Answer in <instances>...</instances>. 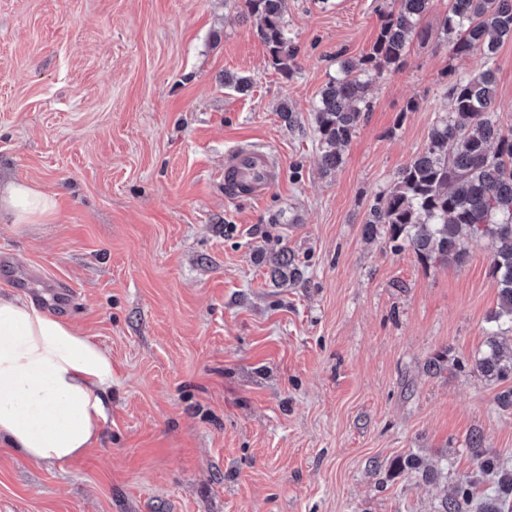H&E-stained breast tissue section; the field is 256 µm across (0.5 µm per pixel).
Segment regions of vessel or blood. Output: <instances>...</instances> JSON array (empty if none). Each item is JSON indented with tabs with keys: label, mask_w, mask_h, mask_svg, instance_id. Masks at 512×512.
Instances as JSON below:
<instances>
[{
	"label": "vessel or blood",
	"mask_w": 512,
	"mask_h": 512,
	"mask_svg": "<svg viewBox=\"0 0 512 512\" xmlns=\"http://www.w3.org/2000/svg\"><path fill=\"white\" fill-rule=\"evenodd\" d=\"M279 178L269 151L257 147H235L224 157V182L236 194L263 197Z\"/></svg>",
	"instance_id": "obj_1"
}]
</instances>
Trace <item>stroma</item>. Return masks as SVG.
I'll list each match as a JSON object with an SVG mask.
<instances>
[{"mask_svg":"<svg viewBox=\"0 0 512 512\" xmlns=\"http://www.w3.org/2000/svg\"><path fill=\"white\" fill-rule=\"evenodd\" d=\"M391 7L286 0L287 78L241 0H0V181L58 200L50 223H0V294L71 286L68 321L110 352L113 378L80 457L44 466L0 446V512H439L460 477L490 486L476 453L512 465V409L496 402L512 379L471 365L497 305L489 241L464 240L457 266L363 234L447 117L449 71L479 66L449 57L448 0L373 81L342 165L320 163L319 92ZM491 66L511 127L512 40ZM248 142L282 170L258 199L224 186L225 152ZM287 256L299 275L277 276Z\"/></svg>","mask_w":512,"mask_h":512,"instance_id":"obj_1","label":"stroma"}]
</instances>
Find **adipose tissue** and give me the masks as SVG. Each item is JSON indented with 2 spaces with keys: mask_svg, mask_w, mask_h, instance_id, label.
<instances>
[{
  "mask_svg": "<svg viewBox=\"0 0 512 512\" xmlns=\"http://www.w3.org/2000/svg\"><path fill=\"white\" fill-rule=\"evenodd\" d=\"M54 195L25 182L0 189V223L45 224ZM112 410V356L55 315L0 296V445L54 465L97 440Z\"/></svg>",
  "mask_w": 512,
  "mask_h": 512,
  "instance_id": "ef3b65f1",
  "label": "adipose tissue"
}]
</instances>
